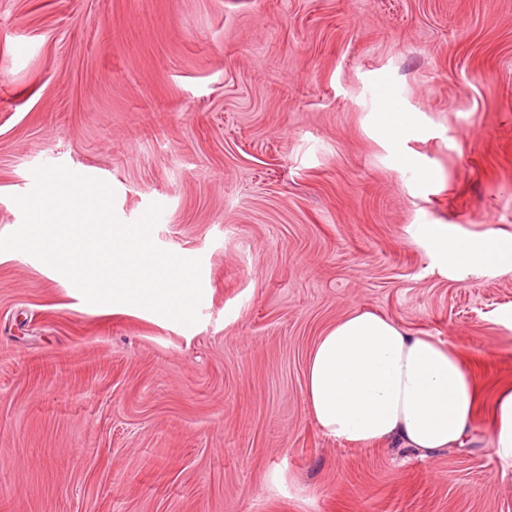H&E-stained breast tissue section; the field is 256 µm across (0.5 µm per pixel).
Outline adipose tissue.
Returning a JSON list of instances; mask_svg holds the SVG:
<instances>
[{
	"label": "adipose tissue",
	"instance_id": "adipose-tissue-1",
	"mask_svg": "<svg viewBox=\"0 0 512 512\" xmlns=\"http://www.w3.org/2000/svg\"><path fill=\"white\" fill-rule=\"evenodd\" d=\"M419 129L415 112L382 102L371 130L399 169L417 174L423 191L437 180L407 143ZM422 243L439 270L462 280L488 271H512V234L490 229L460 232L452 224H419ZM305 398L318 426L350 444L394 440L421 456L462 443L473 420L477 386L460 357L432 336L407 334L394 321L356 311L336 322L312 348ZM492 452L512 470V391L494 410Z\"/></svg>",
	"mask_w": 512,
	"mask_h": 512
}]
</instances>
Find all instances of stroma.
<instances>
[{
  "label": "stroma",
  "mask_w": 512,
  "mask_h": 512,
  "mask_svg": "<svg viewBox=\"0 0 512 512\" xmlns=\"http://www.w3.org/2000/svg\"><path fill=\"white\" fill-rule=\"evenodd\" d=\"M383 83L422 116L428 193L370 130ZM44 165L125 224L161 204L207 303L103 309L0 252V512H512V271L447 277L411 234L512 233V0H0V236ZM354 309L461 357L463 447L318 427L307 354ZM495 427L492 452L500 461L503 473L512 471V391L503 392L494 410Z\"/></svg>",
  "instance_id": "stroma-1"
}]
</instances>
